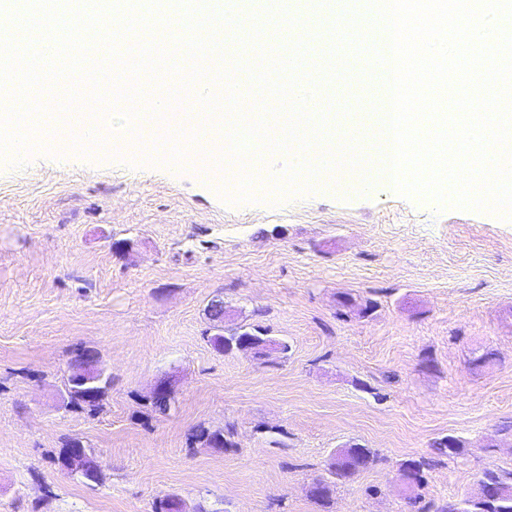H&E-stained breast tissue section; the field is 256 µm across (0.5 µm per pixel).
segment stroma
<instances>
[{
    "mask_svg": "<svg viewBox=\"0 0 512 512\" xmlns=\"http://www.w3.org/2000/svg\"><path fill=\"white\" fill-rule=\"evenodd\" d=\"M289 14L327 57L321 14ZM344 69L318 84L325 111L380 89L363 56ZM49 138L0 156V512H151L170 495L184 512H439L512 470V220L390 187L281 197L263 179L235 203V180ZM216 296L225 326L267 327L287 357L217 352ZM80 349L112 380L93 416L63 406ZM162 379L164 416L146 400ZM202 428L228 446L195 443ZM70 437L101 484L57 465ZM352 443L375 459L321 509L309 488ZM420 457L413 504L399 466Z\"/></svg>",
    "mask_w": 512,
    "mask_h": 512,
    "instance_id": "stroma-1",
    "label": "stroma"
}]
</instances>
